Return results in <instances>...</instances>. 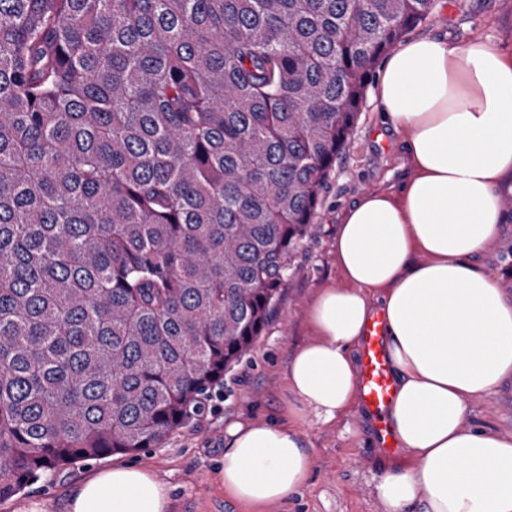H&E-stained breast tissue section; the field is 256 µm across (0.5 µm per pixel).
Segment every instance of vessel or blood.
Masks as SVG:
<instances>
[{"label":"vessel or blood","instance_id":"obj_1","mask_svg":"<svg viewBox=\"0 0 512 512\" xmlns=\"http://www.w3.org/2000/svg\"><path fill=\"white\" fill-rule=\"evenodd\" d=\"M384 318L377 315L368 322L356 364L359 404L362 415L373 419V437L378 447L396 450L398 441L386 421V412L397 386L387 353Z\"/></svg>","mask_w":512,"mask_h":512}]
</instances>
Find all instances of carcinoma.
<instances>
[{"instance_id":"carcinoma-1","label":"carcinoma","mask_w":512,"mask_h":512,"mask_svg":"<svg viewBox=\"0 0 512 512\" xmlns=\"http://www.w3.org/2000/svg\"><path fill=\"white\" fill-rule=\"evenodd\" d=\"M434 5L0 0V500L203 411Z\"/></svg>"}]
</instances>
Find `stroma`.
<instances>
[{"instance_id": "1", "label": "stroma", "mask_w": 512, "mask_h": 512, "mask_svg": "<svg viewBox=\"0 0 512 512\" xmlns=\"http://www.w3.org/2000/svg\"><path fill=\"white\" fill-rule=\"evenodd\" d=\"M411 34L446 36L461 43L488 37L511 50L512 7L504 0H437L428 18ZM375 89V84H368L359 121L316 210L319 230L297 248L275 314L254 349L225 374L205 411L160 447L67 467L0 501V512H23L35 502L46 512H60L73 486L99 471L126 464L155 472L170 490L173 512H250L224 494L219 478L224 429L235 420L264 423L280 418L290 399L285 382L288 360L312 338L308 308L322 289L345 285L332 250L345 207L362 193L397 184L409 174L403 156L406 135L383 125ZM510 242L512 213L507 211L496 246L482 253L479 261L512 295V257L504 250ZM464 424L511 432L512 380L475 403ZM300 428L314 460L309 481L299 494L270 504L264 512H384L375 486L393 455L377 447L359 405H351L327 425L306 415Z\"/></svg>"}]
</instances>
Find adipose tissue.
Listing matches in <instances>:
<instances>
[{
  "mask_svg": "<svg viewBox=\"0 0 512 512\" xmlns=\"http://www.w3.org/2000/svg\"><path fill=\"white\" fill-rule=\"evenodd\" d=\"M375 99L384 124L407 132L414 175L346 208L333 249L347 285L309 307L314 338L286 371L294 405L225 428L224 492L262 512L304 487L313 459L298 423L308 412L332 423L354 402L352 352L379 312L397 383L387 420L408 452L375 487L385 512H512V433L464 425L512 377V297L477 261L502 221L495 190L512 178V50L407 39L382 64ZM170 508L167 485L136 465L98 472L66 501V512Z\"/></svg>",
  "mask_w": 512,
  "mask_h": 512,
  "instance_id": "ef3b65f1",
  "label": "adipose tissue"
}]
</instances>
